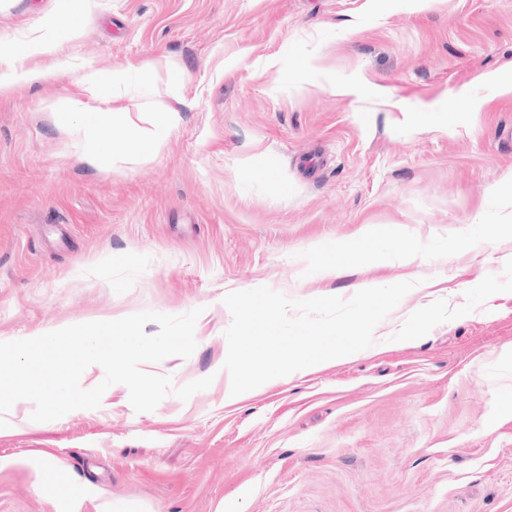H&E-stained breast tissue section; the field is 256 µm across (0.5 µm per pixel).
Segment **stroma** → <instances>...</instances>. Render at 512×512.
<instances>
[{"label":"stroma","instance_id":"obj_1","mask_svg":"<svg viewBox=\"0 0 512 512\" xmlns=\"http://www.w3.org/2000/svg\"><path fill=\"white\" fill-rule=\"evenodd\" d=\"M62 2L13 0L0 37ZM59 54L0 96V342L197 308L194 353L142 369L213 382L151 412L121 384L50 422L17 402L0 512H512V236L483 231L512 222V0H83ZM142 62L114 136L180 125L79 162L46 102L98 107L71 71ZM360 281L414 284L384 344L226 399V294Z\"/></svg>","mask_w":512,"mask_h":512}]
</instances>
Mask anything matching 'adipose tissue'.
<instances>
[{
  "label": "adipose tissue",
  "mask_w": 512,
  "mask_h": 512,
  "mask_svg": "<svg viewBox=\"0 0 512 512\" xmlns=\"http://www.w3.org/2000/svg\"><path fill=\"white\" fill-rule=\"evenodd\" d=\"M30 52L36 56L53 57L51 69L9 65L0 70V96L7 94L13 84L20 79L36 82L45 78L48 72H61L65 68L64 61L55 59L56 40L47 35L34 38L29 46ZM136 78L140 83L149 84L153 81V72L149 64L139 63L131 66L129 72H112L89 67L78 71L74 81L86 89H98L104 86L120 87L127 84L129 78ZM50 111L64 114L68 120L86 122L90 138L82 150L79 159L89 165L98 164L103 150H110L116 159L125 160L138 157L157 148L181 122L179 111L170 109L163 113L153 135H144L139 129L127 128L122 138H114V120L117 108L106 106L90 109L83 99L70 96L50 103Z\"/></svg>",
  "instance_id": "ef3b65f1"
}]
</instances>
